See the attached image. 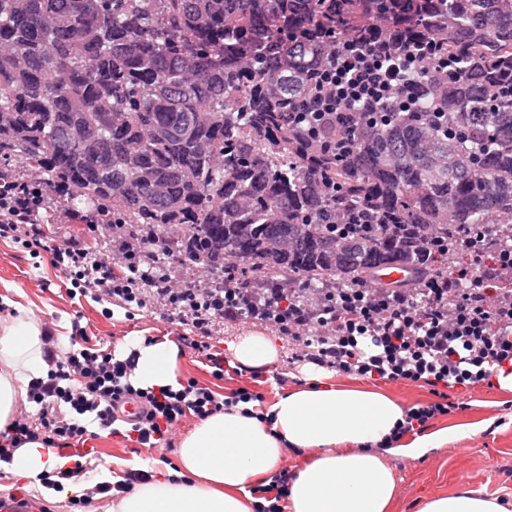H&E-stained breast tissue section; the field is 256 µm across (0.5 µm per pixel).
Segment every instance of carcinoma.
<instances>
[{
    "instance_id": "carcinoma-1",
    "label": "carcinoma",
    "mask_w": 512,
    "mask_h": 512,
    "mask_svg": "<svg viewBox=\"0 0 512 512\" xmlns=\"http://www.w3.org/2000/svg\"><path fill=\"white\" fill-rule=\"evenodd\" d=\"M377 26L447 65L409 75L408 110L355 112L324 82L336 33ZM0 157L181 265L439 274L426 241L512 216V0H0Z\"/></svg>"
}]
</instances>
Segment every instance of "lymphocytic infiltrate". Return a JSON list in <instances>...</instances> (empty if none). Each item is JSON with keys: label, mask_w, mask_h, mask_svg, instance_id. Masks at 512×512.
<instances>
[{"label": "lymphocytic infiltrate", "mask_w": 512, "mask_h": 512, "mask_svg": "<svg viewBox=\"0 0 512 512\" xmlns=\"http://www.w3.org/2000/svg\"><path fill=\"white\" fill-rule=\"evenodd\" d=\"M409 50L385 48L362 53L345 45L331 76L336 95L361 111L385 110L386 91L394 86L414 95L406 76L420 66ZM61 185L44 172L0 173V239H8L50 264L72 284L73 294L101 304L102 314L160 313L179 328L178 340L207 361L211 374L224 376L225 358L210 342L224 320H258L288 337L291 359L319 367L389 382L431 386L433 402L409 408L389 437L397 443L410 432L425 430L438 417L464 409L451 390L490 385L493 368L512 366V217L465 230L448 253V271L403 289L379 288L358 280L336 288H312L290 296L271 290L252 296L246 282L223 288L176 285L159 260L157 240L135 233L116 235L111 250L94 253L72 242L49 239L45 215ZM467 264H460V257ZM76 329L65 356L47 351L49 369L33 379L28 399L38 407V425L16 415L0 442V459L38 441L59 448L82 438L89 424L114 427L115 412L125 403L140 404L138 420L123 429L143 448L169 444L185 416L204 420L238 403L254 401L248 388L225 396L190 380L177 387L144 389L131 376L135 355L120 357L108 349L84 345Z\"/></svg>", "instance_id": "1"}]
</instances>
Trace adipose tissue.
Wrapping results in <instances>:
<instances>
[{
	"label": "adipose tissue",
	"mask_w": 512,
	"mask_h": 512,
	"mask_svg": "<svg viewBox=\"0 0 512 512\" xmlns=\"http://www.w3.org/2000/svg\"><path fill=\"white\" fill-rule=\"evenodd\" d=\"M133 347L137 386L175 385L178 349L172 341H137ZM228 351L232 367L251 371L272 370L280 358L278 343L256 333L237 337ZM47 369L41 326L18 310L0 325V434L28 383ZM303 372L305 385L279 396L269 420L241 403L200 422L180 443L179 470L159 474L110 512H253L254 488L288 451L307 448L316 454L294 473L289 512H388L397 479L377 446L403 421V407L382 390L337 384L317 366ZM72 465L31 442L14 451L6 470L36 487L42 473ZM422 512H512V507L463 488L429 499Z\"/></svg>",
	"instance_id": "ef3b65f1"
}]
</instances>
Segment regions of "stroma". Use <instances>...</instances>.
Instances as JSON below:
<instances>
[{
    "mask_svg": "<svg viewBox=\"0 0 512 512\" xmlns=\"http://www.w3.org/2000/svg\"><path fill=\"white\" fill-rule=\"evenodd\" d=\"M45 230L50 238L75 241L92 251H105L112 246V230L107 225L95 234L83 224L51 223ZM68 286L65 276L48 259L32 257L17 244L0 240V306H20L40 324L50 326L55 350L69 346L77 325L83 327L90 345L122 355L130 353L132 340L176 336L173 325L156 315L128 317L118 309L113 317H104L100 304L88 298H71ZM279 344L277 367L254 379L238 376L230 367L223 379H215L204 358L183 347L179 350L176 378L181 382L196 380L226 395L238 387H248L261 395L255 409L264 413L286 390L304 383L302 364L290 360L287 337H280ZM464 400L468 404L466 411L439 417L434 420V427L480 423L483 431L452 439L420 457L389 456L397 479L390 512H419L424 499L449 494L463 486L512 501V394H503L495 386H480L470 390ZM78 445L80 454H73L68 448L59 449L58 454L82 463L85 473L77 482L89 488L94 487V477L103 467L125 476L140 462L159 460L171 467L178 463L176 447L140 448L106 430L84 437Z\"/></svg>",
    "mask_w": 512,
    "mask_h": 512,
    "instance_id": "obj_1",
    "label": "stroma"
}]
</instances>
